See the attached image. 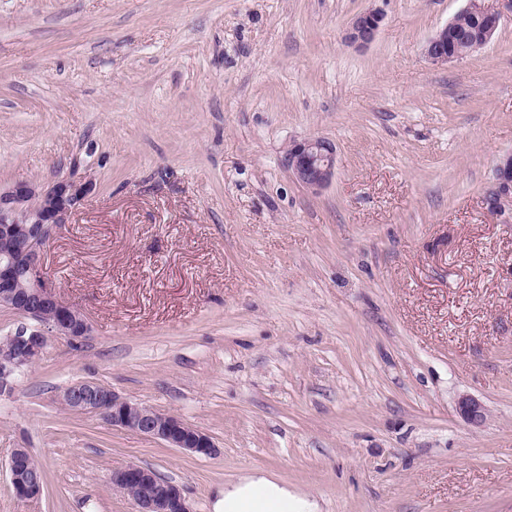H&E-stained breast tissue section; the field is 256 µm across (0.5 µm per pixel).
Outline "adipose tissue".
Masks as SVG:
<instances>
[{
  "mask_svg": "<svg viewBox=\"0 0 512 512\" xmlns=\"http://www.w3.org/2000/svg\"><path fill=\"white\" fill-rule=\"evenodd\" d=\"M258 489L263 490L271 502L284 505L288 512H319L316 500L288 489L263 471L253 472L225 486L215 512H251L252 495Z\"/></svg>",
  "mask_w": 512,
  "mask_h": 512,
  "instance_id": "ef3b65f1",
  "label": "adipose tissue"
}]
</instances>
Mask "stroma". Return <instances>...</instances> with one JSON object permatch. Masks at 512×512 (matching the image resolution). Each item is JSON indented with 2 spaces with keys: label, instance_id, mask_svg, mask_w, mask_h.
Instances as JSON below:
<instances>
[{
  "label": "stroma",
  "instance_id": "obj_1",
  "mask_svg": "<svg viewBox=\"0 0 512 512\" xmlns=\"http://www.w3.org/2000/svg\"><path fill=\"white\" fill-rule=\"evenodd\" d=\"M466 0H0V186L89 178L44 249L92 325L0 395V512H132L135 462L213 512L274 474L322 512H512V18L460 61L428 39ZM384 14L372 43L345 33ZM336 146L314 193L290 142ZM112 387L209 434L186 455L73 415ZM469 394L479 426L456 410ZM26 448L39 500L10 490ZM383 21L381 12L369 9L357 15L350 23L346 40L354 47L361 48L370 44L377 35ZM489 209L512 222V154L498 160L493 169V189L487 197Z\"/></svg>",
  "mask_w": 512,
  "mask_h": 512
}]
</instances>
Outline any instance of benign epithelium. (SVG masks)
I'll return each mask as SVG.
<instances>
[{"mask_svg":"<svg viewBox=\"0 0 512 512\" xmlns=\"http://www.w3.org/2000/svg\"><path fill=\"white\" fill-rule=\"evenodd\" d=\"M465 11L479 16L485 25L473 41V50L488 45L502 20L512 17V0H467ZM383 21L381 12L369 9L350 23L347 42L357 48L370 44ZM449 26L439 29L427 42L425 56L433 64L458 61L464 55L448 48ZM288 171L313 192L326 187L336 173V146L323 138L293 141L285 153ZM90 179L61 178L49 185L18 181L0 187V240L11 243L10 253L0 260V305L34 321L18 327L0 341V394L14 389L17 376L44 354L48 336L71 343L91 336L87 317L62 301L45 281L44 248L69 217L92 194ZM489 209L512 222V154L498 160L493 169V189L487 197ZM61 406L74 414L99 417L105 424L133 431L162 442L169 448L193 456H212L213 439L177 416L121 396L112 387L95 382L70 385L58 393ZM457 409L473 424L486 419L484 406L463 395ZM29 450L16 448L8 461L11 489L21 501L41 497L35 490L34 468ZM112 491L127 497L134 512H193L180 488L156 471L134 463L112 470Z\"/></svg>","mask_w":512,"mask_h":512,"instance_id":"benign-epithelium-1","label":"benign epithelium"}]
</instances>
